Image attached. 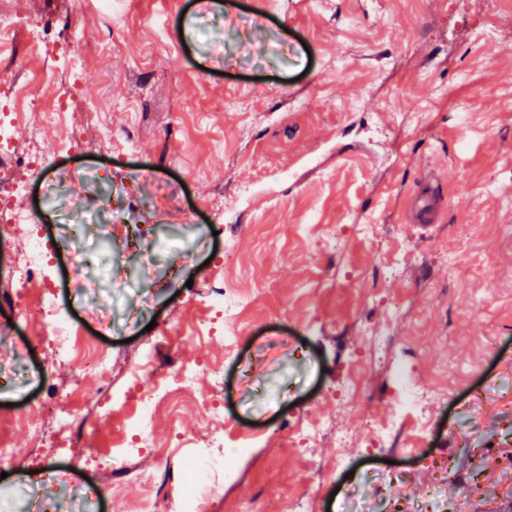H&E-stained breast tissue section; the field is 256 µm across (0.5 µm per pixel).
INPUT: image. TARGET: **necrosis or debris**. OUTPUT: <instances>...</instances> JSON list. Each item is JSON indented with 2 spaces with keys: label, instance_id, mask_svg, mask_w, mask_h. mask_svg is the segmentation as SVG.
Returning a JSON list of instances; mask_svg holds the SVG:
<instances>
[{
  "label": "necrosis or debris",
  "instance_id": "obj_1",
  "mask_svg": "<svg viewBox=\"0 0 512 512\" xmlns=\"http://www.w3.org/2000/svg\"><path fill=\"white\" fill-rule=\"evenodd\" d=\"M27 26L35 51L47 54L56 45L62 27L61 22L46 16L24 18L0 6V38L7 36L19 26ZM69 101L58 97L48 110L41 112L38 123L30 129V145L25 153H17L11 143L15 117L11 111V100L0 99V241L19 242L20 258L10 282L17 295L26 297L23 308L26 318L38 320L49 318L54 322V332L49 337L55 355L60 361L81 364L98 379L101 390H109L112 384V356L99 344L86 339L72 323L68 312L61 307L47 273L51 268L49 247L39 231L35 230L36 219L32 213L13 207V198L26 192L25 184L15 182L10 170L25 167L32 178H40L51 166L53 153L40 141V125L44 122L66 119ZM243 301L231 286L212 287L205 300L198 304V321L194 327L197 334H212L224 324L236 321ZM395 408L392 415L376 418L369 427L370 445L388 451L394 434L402 426L421 422V397L418 383L406 365H399L393 376ZM80 385L74 384L58 390L50 400L29 404L22 412L8 416L11 426L27 429L37 447L46 457H54L62 443L71 441L79 427L77 398ZM221 384H214L206 393H199L196 371L180 368L166 375L149 389L133 385L122 403L113 405L112 416L117 423L112 439V452L91 449L89 463L101 467L110 453H118L126 459H134L144 449L153 447L151 428L162 410H175L179 401L191 398L199 416L207 420L214 434L209 447L198 448L184 458L186 479L177 494L173 508L175 512H205V493L214 474H232L238 457L251 445L247 434H231L227 431L224 415L219 408ZM52 415V429L41 426L44 415ZM431 473V512H446L448 506H462L467 499L479 495L482 483L479 475H472L465 483H457L452 460L446 453L429 456Z\"/></svg>",
  "mask_w": 512,
  "mask_h": 512
}]
</instances>
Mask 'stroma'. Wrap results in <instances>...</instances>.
<instances>
[{
    "instance_id": "obj_1",
    "label": "stroma",
    "mask_w": 512,
    "mask_h": 512,
    "mask_svg": "<svg viewBox=\"0 0 512 512\" xmlns=\"http://www.w3.org/2000/svg\"><path fill=\"white\" fill-rule=\"evenodd\" d=\"M28 17L78 16L54 54L33 50L28 30L0 47V92L51 103L69 84L75 116L42 127L54 165L17 207L37 215L56 241L69 224L97 216L111 192L124 221L148 227L150 261L81 242L95 292L76 287L58 256L52 280L83 331L108 313L112 390L90 372L57 362L45 338L50 320L29 321L15 295L0 292V325L26 342L28 380L0 378V413L44 399L82 377L84 431L55 462L73 479L53 483L26 429L0 424L14 456L0 485V512H38L39 498L69 512L72 498L98 492L110 512H142L147 494L174 498L183 478L177 432L205 442L209 427L194 409L160 414L159 448L136 459L113 457L94 469L90 449L110 448L112 395L131 372L153 386L179 367L197 368L208 391L209 362L224 364V416L258 434L255 448L220 480L208 512H286L284 490L313 495L316 512H357L343 491L360 482L370 498L426 505L422 456L447 449L456 475L481 472L486 489L466 512H512V0L493 22L498 40L477 48L481 0H5ZM80 57L71 76L65 55ZM99 106L96 122L80 120ZM422 122H415V113ZM111 149H104V139ZM177 185L198 209L174 223L157 195ZM230 208L221 235L214 206ZM338 227L327 241L324 225ZM239 263L232 286L246 306L224 336L193 334L200 295L223 281L218 258ZM402 260L392 278L379 274ZM260 306H253V299ZM398 310H391V302ZM384 330L375 350L368 332ZM152 363L141 367L143 354ZM420 377L430 429L396 439L392 485L376 476L366 449L376 416L393 412V370ZM358 397L336 407L348 378ZM330 420L331 437L313 451L286 449V427ZM347 436V465H332L333 435ZM316 467H309V460ZM131 469L156 471L154 486L130 483Z\"/></svg>"
}]
</instances>
